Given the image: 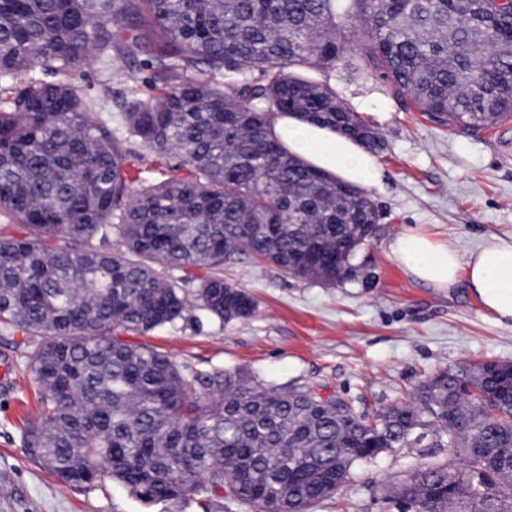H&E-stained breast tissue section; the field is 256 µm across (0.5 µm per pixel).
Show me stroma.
Returning <instances> with one entry per match:
<instances>
[{"label":"stroma","mask_w":512,"mask_h":512,"mask_svg":"<svg viewBox=\"0 0 512 512\" xmlns=\"http://www.w3.org/2000/svg\"><path fill=\"white\" fill-rule=\"evenodd\" d=\"M346 106L379 132L382 176L369 192L379 231L355 261V277L336 286L295 278L271 264H228L224 277L257 301L245 322L209 318L191 307L183 319L142 336L188 373L239 369L267 383L308 381L375 409L417 386L424 374L485 360L512 362V325L497 323L468 289L444 292L409 275L390 244L414 227L468 253L489 241L512 242V157L497 129L441 127L405 111L373 77L326 74ZM34 339L0 335V512H250L191 493L144 505L122 485L62 483L40 449L25 442L38 410L30 369ZM409 448L354 470L340 500L313 512H397L383 484L424 465Z\"/></svg>","instance_id":"obj_1"}]
</instances>
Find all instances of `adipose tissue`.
Wrapping results in <instances>:
<instances>
[{
	"label": "adipose tissue",
	"mask_w": 512,
	"mask_h": 512,
	"mask_svg": "<svg viewBox=\"0 0 512 512\" xmlns=\"http://www.w3.org/2000/svg\"><path fill=\"white\" fill-rule=\"evenodd\" d=\"M273 131L290 152L337 178L361 187L380 180L374 155L358 142L292 117L277 118ZM390 248L414 278L443 291L466 284L497 322L512 324V243L490 241L464 255L452 244L409 228Z\"/></svg>",
	"instance_id": "obj_1"
}]
</instances>
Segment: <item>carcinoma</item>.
Instances as JSON below:
<instances>
[{
  "mask_svg": "<svg viewBox=\"0 0 512 512\" xmlns=\"http://www.w3.org/2000/svg\"><path fill=\"white\" fill-rule=\"evenodd\" d=\"M154 71L148 100L112 83ZM112 67L88 99L69 80ZM258 68L262 78L248 72ZM365 72L436 124L487 130L512 117V6L502 0H0V332L38 338L39 415L26 426L64 484L120 483L150 505L188 492L254 512L339 499L354 466L397 448H443L384 486L401 512H512V363L426 375L410 397L360 411L311 384L239 370L187 373L124 335L190 305L167 271L204 266L207 316L257 308L224 279L249 258L334 284L377 236L368 193L288 151L294 116L381 140L328 69ZM39 70L41 76L31 75ZM150 153L173 159L139 181ZM117 232L123 249H104Z\"/></svg>",
  "mask_w": 512,
  "mask_h": 512,
  "instance_id": "obj_1",
  "label": "carcinoma"
}]
</instances>
